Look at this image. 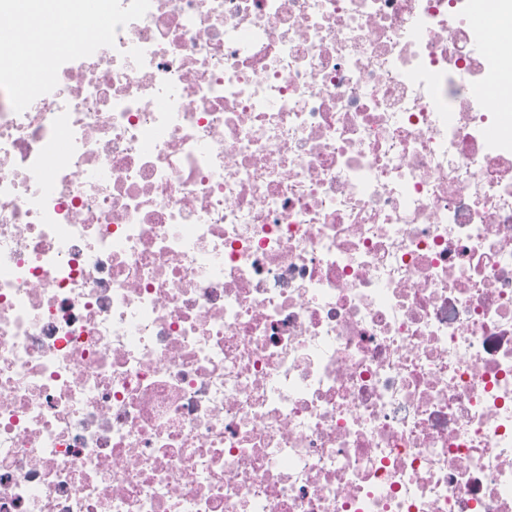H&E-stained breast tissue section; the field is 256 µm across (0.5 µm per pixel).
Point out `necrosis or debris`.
I'll return each mask as SVG.
<instances>
[{
  "mask_svg": "<svg viewBox=\"0 0 512 512\" xmlns=\"http://www.w3.org/2000/svg\"><path fill=\"white\" fill-rule=\"evenodd\" d=\"M57 2L0 44V512H512V0ZM28 14L21 7L16 14L14 27L25 29L27 39L40 51L53 50L65 45L66 36L72 22L61 14L47 12L34 25L27 21Z\"/></svg>",
  "mask_w": 512,
  "mask_h": 512,
  "instance_id": "necrosis-or-debris-1",
  "label": "necrosis or debris"
}]
</instances>
